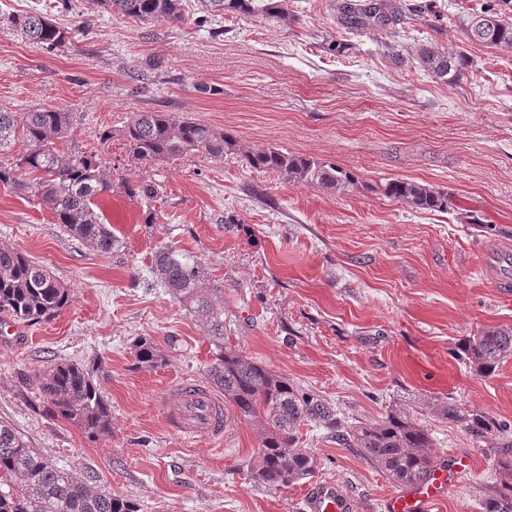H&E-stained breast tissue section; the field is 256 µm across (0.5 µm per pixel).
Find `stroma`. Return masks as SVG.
Masks as SVG:
<instances>
[{
    "label": "stroma",
    "mask_w": 512,
    "mask_h": 512,
    "mask_svg": "<svg viewBox=\"0 0 512 512\" xmlns=\"http://www.w3.org/2000/svg\"><path fill=\"white\" fill-rule=\"evenodd\" d=\"M337 0H286L287 19L224 14L200 27L202 0L185 20L146 24L89 0H0V108L67 107V154H98L112 191L96 200L118 244L110 254L66 235L49 210L0 187V245L47 266L71 303L47 322L16 323L0 342V420L61 469L140 512H303L312 482L344 490L357 512H383L399 488L328 430L301 426L318 459L312 479L282 489L254 483L261 429L225 407L222 442L187 441L163 414L184 382H204L213 348L199 322L152 278L155 251L200 257L224 285V320L243 356L331 403L349 421L409 412L430 433L438 464L471 466L435 512H482L501 455L491 441L437 417L433 400L512 423V359L482 378L455 357L459 341L512 326V52L468 41L469 18L512 0H412L395 27L402 60L372 34L337 19ZM39 12L67 28L49 53L14 17ZM344 53L326 50L330 40ZM467 52L473 66L440 83L421 46ZM136 112H172L237 141L221 158L191 154L129 162L120 135ZM109 141H102L105 131ZM277 148L355 175L333 193L250 168L247 153ZM388 179L447 191L448 212H426L371 192ZM148 182L157 196L130 195ZM477 212L483 233L460 223ZM164 356L136 369L133 343ZM69 362L87 369L112 411V434L89 439L53 417L36 374Z\"/></svg>",
    "instance_id": "obj_1"
}]
</instances>
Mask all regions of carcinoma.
Instances as JSON below:
<instances>
[{"label": "carcinoma", "instance_id": "1", "mask_svg": "<svg viewBox=\"0 0 512 512\" xmlns=\"http://www.w3.org/2000/svg\"><path fill=\"white\" fill-rule=\"evenodd\" d=\"M203 2L210 12L288 18L286 0ZM92 3L143 23L184 21L182 0ZM337 11L342 26L356 33L385 36L381 41L385 52L400 58L391 41L395 32L390 28L402 15L397 0H341ZM14 25L26 39L49 53L69 39L67 29L40 13L18 17ZM467 38L487 48L512 52V19L488 10L478 13L467 23ZM418 64L446 83L462 77L471 62L462 51L426 46L418 53ZM71 126V112L64 107L42 106L29 112L0 109V156L12 150L19 136L31 146L30 151L11 161L0 160V185L37 198L67 235L110 254L117 239L93 206L97 197L112 191V180L96 155L60 153L57 145L68 136ZM121 136L129 148V161L140 165L167 162L195 152L221 158L235 147V140L226 133L171 112H136ZM246 163L252 169L272 170L306 186L345 192L356 185L351 173L332 163L289 155L276 148L250 153ZM374 191L414 209L446 212L451 204L448 192L419 181L389 179L377 184ZM151 274L198 318L215 346V355L205 371L208 382L224 393V402L262 427L261 448L250 471L253 481L280 489L315 474L317 458L298 445L297 432L308 423L334 432L338 444L352 449L401 487L420 484L434 472L437 463L428 430L414 416L392 410L378 421L350 424L337 417L329 402L300 390L287 378L224 345V285L210 277L197 256L165 246L155 252ZM69 303L68 289L46 267L0 245L1 315L36 324L55 318ZM459 349L456 357L466 361L476 375L491 376L512 358V327L470 336ZM133 356L139 370H152L163 363V355L146 337L133 343ZM36 379L53 415L91 438L112 434L111 409L89 372L73 363L58 362L38 373ZM433 411L440 418L464 425L478 438L491 436L506 441L512 434V426L481 411L464 412L451 397L433 404ZM496 468L502 489L485 500L483 512H512V459H499ZM0 512H139V508L130 499L114 497L58 468L10 424L0 421Z\"/></svg>", "mask_w": 512, "mask_h": 512}]
</instances>
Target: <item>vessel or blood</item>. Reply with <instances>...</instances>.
Instances as JSON below:
<instances>
[{
	"label": "vessel or blood",
	"mask_w": 512,
	"mask_h": 512,
	"mask_svg": "<svg viewBox=\"0 0 512 512\" xmlns=\"http://www.w3.org/2000/svg\"><path fill=\"white\" fill-rule=\"evenodd\" d=\"M164 412L184 438L220 440L224 437L223 405L207 388L198 384L180 385L176 400L166 405ZM447 491L445 477L433 476L388 499L385 512H433L437 501L444 498ZM305 512H354V505L335 484L320 482L307 490Z\"/></svg>",
	"instance_id": "vessel-or-blood-1"
}]
</instances>
